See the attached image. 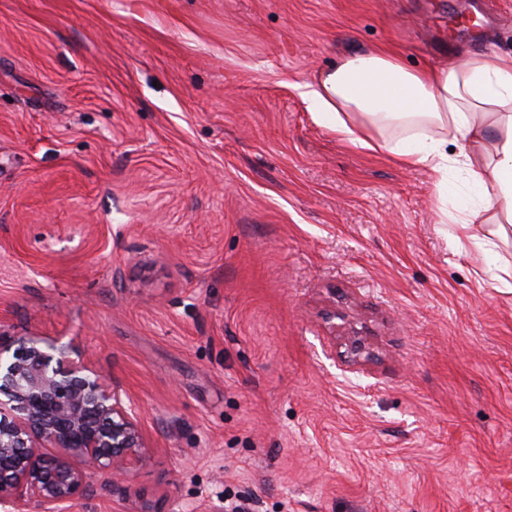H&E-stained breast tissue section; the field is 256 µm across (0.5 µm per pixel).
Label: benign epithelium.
Here are the masks:
<instances>
[{
	"label": "benign epithelium",
	"mask_w": 512,
	"mask_h": 512,
	"mask_svg": "<svg viewBox=\"0 0 512 512\" xmlns=\"http://www.w3.org/2000/svg\"><path fill=\"white\" fill-rule=\"evenodd\" d=\"M0 380L12 411L0 414V503L15 512L32 502L53 512L93 477L115 485L146 461L138 414L100 376L82 374L68 347L21 339L0 360Z\"/></svg>",
	"instance_id": "1"
}]
</instances>
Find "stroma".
Instances as JSON below:
<instances>
[{
	"instance_id": "obj_1",
	"label": "stroma",
	"mask_w": 512,
	"mask_h": 512,
	"mask_svg": "<svg viewBox=\"0 0 512 512\" xmlns=\"http://www.w3.org/2000/svg\"><path fill=\"white\" fill-rule=\"evenodd\" d=\"M379 48L510 56L512 0H0V335L148 453L65 512H512V245L303 96Z\"/></svg>"
}]
</instances>
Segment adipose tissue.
Masks as SVG:
<instances>
[{"label":"adipose tissue","mask_w":512,"mask_h":512,"mask_svg":"<svg viewBox=\"0 0 512 512\" xmlns=\"http://www.w3.org/2000/svg\"><path fill=\"white\" fill-rule=\"evenodd\" d=\"M318 122L355 146L392 133L389 150L448 193L458 176L474 196L462 227L512 236V57L466 55L442 69L411 70L396 52L356 53L306 84Z\"/></svg>","instance_id":"adipose-tissue-1"}]
</instances>
